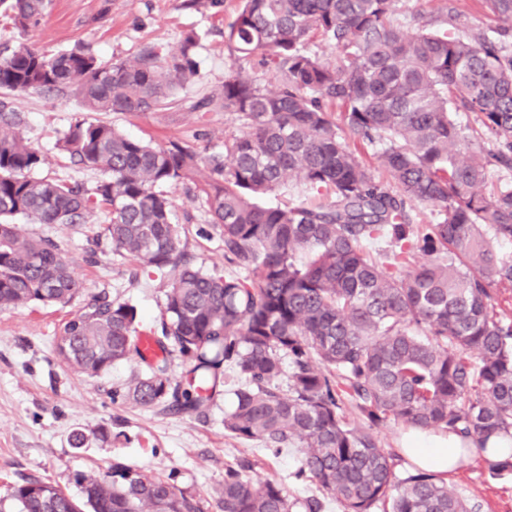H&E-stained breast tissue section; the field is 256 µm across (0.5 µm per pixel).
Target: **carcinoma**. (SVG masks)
<instances>
[{"instance_id":"obj_1","label":"carcinoma","mask_w":512,"mask_h":512,"mask_svg":"<svg viewBox=\"0 0 512 512\" xmlns=\"http://www.w3.org/2000/svg\"><path fill=\"white\" fill-rule=\"evenodd\" d=\"M502 25L459 35L412 31L398 0H241L224 30L237 58L278 73L268 90L239 68L196 107L224 110L239 133L207 156L171 141L152 145L80 115L57 148L102 178L90 188L41 176L44 156L0 100V308L67 304L84 293L51 239L16 224H91L107 213L112 251L169 274L164 356L125 397L144 408L204 414L231 389L224 429L274 453L298 449L291 477L312 482L342 512H480L444 476L401 477L402 458L373 429L388 422L453 431L479 444L512 431V319L494 287L512 288V0H483ZM51 0H0L20 34L39 27ZM334 45L324 62L308 49ZM199 38L100 60L87 45L41 52L20 42L0 58V89L77 98L88 112H153L176 103L199 74ZM342 109L336 122L329 107ZM477 114L480 129L454 112ZM378 147L389 175L376 181L347 137ZM296 180L328 190L324 206H266L257 198ZM190 182L224 238L217 275L186 259L187 238L167 188ZM415 205L437 209L415 224ZM422 256L425 261L416 262ZM137 312L105 297L65 326L56 354L89 376L138 352ZM189 361L172 379L168 349ZM288 374V389L278 380ZM353 404L365 424L348 419ZM81 498L27 481L0 498L19 512H203L169 481L121 463L83 475ZM221 512H291L282 485L256 484L224 465Z\"/></svg>"}]
</instances>
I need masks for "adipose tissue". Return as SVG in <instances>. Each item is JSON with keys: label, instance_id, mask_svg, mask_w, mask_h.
<instances>
[{"label": "adipose tissue", "instance_id": "1", "mask_svg": "<svg viewBox=\"0 0 512 512\" xmlns=\"http://www.w3.org/2000/svg\"><path fill=\"white\" fill-rule=\"evenodd\" d=\"M401 453L416 468L452 475L473 462L482 464L512 461V436L491 437L485 453L464 449L462 438L452 432L413 430L405 438Z\"/></svg>", "mask_w": 512, "mask_h": 512}]
</instances>
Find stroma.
I'll return each instance as SVG.
<instances>
[{
  "mask_svg": "<svg viewBox=\"0 0 512 512\" xmlns=\"http://www.w3.org/2000/svg\"><path fill=\"white\" fill-rule=\"evenodd\" d=\"M239 0H223L206 11L186 7L184 0H52L42 26L29 34L30 43L63 50L82 43L101 58H129L146 44L176 45L187 32L199 37L200 73L180 90L179 106L154 112H106L104 121L127 135L164 144L186 141L198 150L220 151L225 134L236 131L230 113L195 109L202 97L220 88L225 76L242 68L267 88L276 75L256 62L238 60L224 42V27L238 10ZM475 28L494 27L481 0H399L402 20L419 18L428 30L450 27L448 11ZM25 138L45 157L41 175L61 176L93 187L97 171L75 164L60 153L56 142L83 111L78 100L31 93L13 97ZM177 215L187 235L196 265L227 274L219 229L207 222L200 198L187 185L170 187ZM103 223L28 224L26 233L57 242L74 263L85 293L70 305L31 304L0 310V496L7 488L29 480L60 487L79 497V475H98L119 462L146 473L172 479L181 490L200 499L203 512H219L217 489L224 482L225 463L245 462L246 476L280 482L292 512H304V501L317 498L322 512H341L336 500L315 485L292 483L289 475L298 459L296 449L268 452L263 443L243 441L224 429L227 400L217 398L205 415L161 413L129 403L125 391L131 379L144 373L139 358L116 363L95 377L67 368L56 355L65 323L86 305L89 296L127 302L138 311V329L160 332L167 276L144 272L135 260L112 251ZM107 429L100 437L99 429ZM87 441L76 448L73 431ZM459 492L482 505L481 512H512V473L489 475L481 464L449 477Z\"/></svg>",
  "mask_w": 512,
  "mask_h": 512,
  "instance_id": "35a3bbf8",
  "label": "stroma"
}]
</instances>
